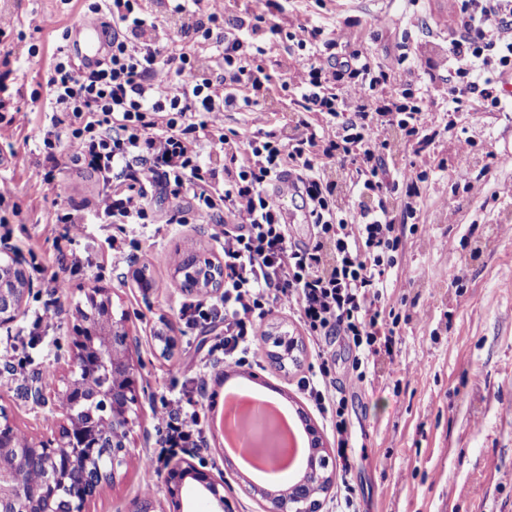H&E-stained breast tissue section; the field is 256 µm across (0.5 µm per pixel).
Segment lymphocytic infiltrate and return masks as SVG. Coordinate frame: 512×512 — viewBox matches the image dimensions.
I'll return each mask as SVG.
<instances>
[{
    "label": "lymphocytic infiltrate",
    "mask_w": 512,
    "mask_h": 512,
    "mask_svg": "<svg viewBox=\"0 0 512 512\" xmlns=\"http://www.w3.org/2000/svg\"><path fill=\"white\" fill-rule=\"evenodd\" d=\"M164 28L141 0H90L83 16L100 21L108 50L93 67L76 63L60 34L45 71L37 129L43 181L63 165L101 175L94 213L104 224H149L156 190L186 200L194 223L208 225L224 252L222 356L213 374L258 361L262 321L272 308L296 312L314 343L339 336L369 355L391 352L395 331L382 305L386 275L404 236L398 218L419 207L415 164L391 172L397 130L415 154L438 101L453 112H502L512 76V0H456L448 34V73L440 93L422 88L402 46L376 69L357 35L293 20L291 0H250L238 19L220 0H162ZM16 27L0 13V143H11L25 117L10 87L16 80L3 42ZM288 56L268 67L269 51ZM483 70L477 80L475 70ZM288 97L297 119L281 136L269 92ZM243 117L225 129L224 115ZM218 151L222 168L199 163ZM303 190L314 234L292 245L276 193L283 181ZM321 367L303 387L319 411L336 417L337 453L350 443L345 401ZM205 411L162 406L156 415L163 455L201 443Z\"/></svg>",
    "instance_id": "obj_1"
}]
</instances>
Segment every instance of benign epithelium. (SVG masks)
Returning a JSON list of instances; mask_svg holds the SVG:
<instances>
[{
  "label": "benign epithelium",
  "instance_id": "1",
  "mask_svg": "<svg viewBox=\"0 0 512 512\" xmlns=\"http://www.w3.org/2000/svg\"><path fill=\"white\" fill-rule=\"evenodd\" d=\"M190 279L183 281L189 293L215 294L224 288L220 262L185 258ZM31 285L14 247L0 242V329L10 328L25 313ZM69 357L65 360L63 388L57 398L55 424L48 436L28 434L16 439L18 427L0 409V512H84L85 504L115 482L118 469L129 456L132 431L130 412L139 401L138 340L126 318L112 313V292L93 286L85 292V306L75 310ZM99 404L105 420L96 429L86 427L80 409ZM316 480H298L273 495L262 492L267 512H319L317 495L329 484L327 456L322 442L309 457ZM208 492L224 508V473L199 469L188 461L175 463L165 479L169 497L181 495L186 478Z\"/></svg>",
  "mask_w": 512,
  "mask_h": 512
}]
</instances>
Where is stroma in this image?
Returning <instances> with one entry per match:
<instances>
[{"mask_svg": "<svg viewBox=\"0 0 512 512\" xmlns=\"http://www.w3.org/2000/svg\"><path fill=\"white\" fill-rule=\"evenodd\" d=\"M84 7L83 0H8L23 32L11 38L10 48L18 99L28 115L13 150H0V178L15 187L19 212L10 218L9 242L23 258L31 288L23 317L0 330V366L24 364L29 377L19 382L0 374V406L20 429L36 437L49 434V409L34 405L28 393L48 386V373L67 356L72 314L84 289H111L115 315L125 316L139 338L142 385L127 462L85 512H130L147 490L157 512H213V500L190 482L180 506H173L165 490L167 467L147 469L141 460L159 450L155 410L165 401L197 398L195 373L217 356L224 319L184 327L178 312L195 296L182 288L177 268L186 249L219 261L220 248L206 226L182 223L183 200L160 191L150 201L156 223L92 222L69 244L54 222L56 206L92 204L102 182L95 173L66 168L50 189L37 164L34 131L45 119L38 79L55 39L40 20L52 17L63 31L81 19ZM381 12L390 15L388 27L370 29L368 19ZM296 14L328 31L350 24L379 66L404 42L415 43L410 63L426 87L448 55L452 12L436 0H298ZM468 133L479 148L466 167L454 164V138L432 145L429 176L418 185L421 205L412 218L428 231L406 233L388 272L385 305L399 316L393 355L360 364L362 382L347 387L357 350L335 338L321 348L325 357H318L321 349L296 316L276 308L265 330L296 337L303 348L300 365L281 367L266 356L229 371L228 385L278 402L290 417L303 412L310 418L329 456L331 483L319 496L320 512H342L349 487L357 512H512V168H487L488 153L512 154V111L483 113ZM450 208L456 215L448 223ZM111 236L122 238L127 250L149 251L152 288L138 286L137 264L118 270L102 265ZM73 248L86 257L76 269L61 259ZM462 269L466 278L455 283ZM54 275L67 280L64 295H49L46 285ZM324 361L347 400L351 446L345 464L336 453L330 416L316 409L300 385L302 378H318ZM215 422L206 416L202 447L186 449L181 459L223 471L224 512H264L266 481L228 463Z\"/></svg>", "mask_w": 512, "mask_h": 512, "instance_id": "obj_1", "label": "stroma"}]
</instances>
